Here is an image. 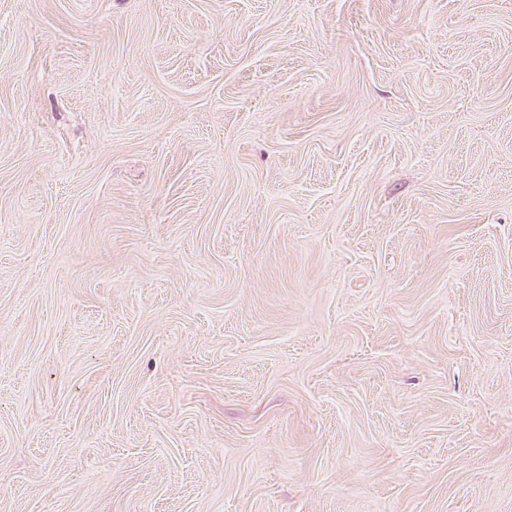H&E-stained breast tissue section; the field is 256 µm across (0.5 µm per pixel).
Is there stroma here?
<instances>
[{"label":"stroma","mask_w":512,"mask_h":512,"mask_svg":"<svg viewBox=\"0 0 512 512\" xmlns=\"http://www.w3.org/2000/svg\"><path fill=\"white\" fill-rule=\"evenodd\" d=\"M0 512H512V0H0Z\"/></svg>","instance_id":"1"}]
</instances>
